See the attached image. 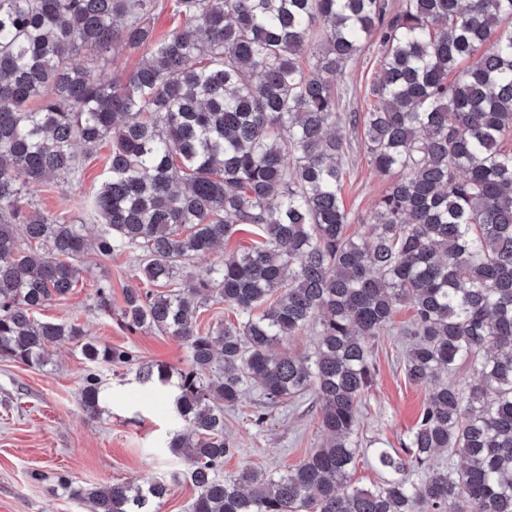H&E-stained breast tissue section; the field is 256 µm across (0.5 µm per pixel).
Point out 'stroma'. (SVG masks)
<instances>
[{
  "label": "stroma",
  "instance_id": "1",
  "mask_svg": "<svg viewBox=\"0 0 512 512\" xmlns=\"http://www.w3.org/2000/svg\"><path fill=\"white\" fill-rule=\"evenodd\" d=\"M380 56L379 40H371L337 73L341 112H366ZM336 132L349 145L350 175L343 201L350 214L349 230L357 233L372 223L388 179L372 168L361 128L342 124ZM108 154L104 145L85 159L79 185L40 186L32 194L34 201L46 213L83 222L77 200L100 184ZM87 265L71 294L50 302L39 319L80 325L87 339L101 345L133 346L141 361L165 365L170 373L185 369L186 349L178 340L148 329L128 331L116 317L126 289L139 285L135 255H92ZM103 279L112 283L110 316L92 306L95 286ZM411 317V309L400 307L393 324L372 343L378 376L360 408L358 437L363 447H400L428 396L427 387L409 384L404 375L410 339L401 330ZM46 360L40 367L0 361V512H89L86 503L53 489L52 478L59 472L77 486L130 482L145 487L165 481L169 493L156 501L157 512H190L195 490L183 477L186 465L166 447L178 426L170 388L141 385L123 369H101L106 402L100 417L93 419L80 403L87 365L78 350L59 344L49 348ZM258 399V392H245L239 405L225 415L224 432L238 444L224 460L225 474L244 467L285 471L322 441L318 414L310 403L275 409L258 427L250 420Z\"/></svg>",
  "mask_w": 512,
  "mask_h": 512
}]
</instances>
